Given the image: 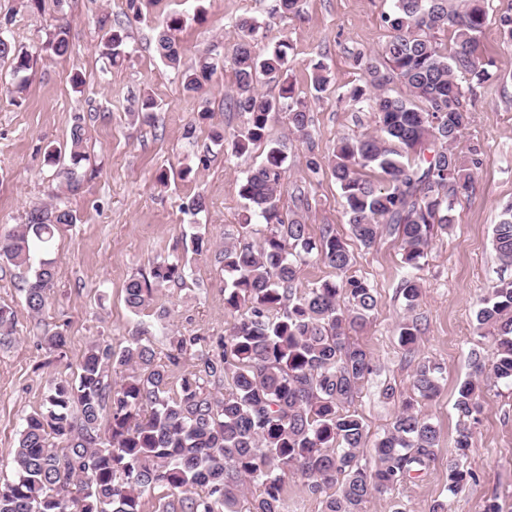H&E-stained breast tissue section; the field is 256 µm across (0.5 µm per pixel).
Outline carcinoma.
Masks as SVG:
<instances>
[{
	"label": "carcinoma",
	"mask_w": 512,
	"mask_h": 512,
	"mask_svg": "<svg viewBox=\"0 0 512 512\" xmlns=\"http://www.w3.org/2000/svg\"><path fill=\"white\" fill-rule=\"evenodd\" d=\"M485 0H395L383 22L393 31L380 58L357 57L363 84L349 101L373 112L376 131L342 137L332 154L319 152L308 127V101L290 77V45L279 40L258 49L267 25L253 17L236 22L237 41L224 56L234 75L231 107L247 116L243 130L212 134L227 157H240L257 144L261 162L239 182L244 200L240 231L224 243V307L240 317L219 337L214 349H201L173 387L188 348L200 336H167V350L145 342L140 325L113 345H90L70 379L54 382L39 410L19 431L12 479L0 482V512H144V496L160 489L155 512H238L246 494L248 512H283L288 476H299L321 497L322 512H364L375 495H385L423 474L435 462L438 429L402 401L388 429L364 455L368 434L351 408L373 373L372 360L353 335L363 331L377 306L375 290L355 276L324 280L304 291L296 288L302 265L312 257L340 273L348 271V244L325 226L309 236L303 213L310 208L303 190L288 193L284 183L286 145L270 135L271 123L288 115V129L306 140V165L317 175L327 169L344 199L355 240L370 248L384 233L400 242L406 269L398 292L409 310L422 295L421 260L432 240L455 224L454 200L474 189L476 148L464 160L456 150L469 122L467 92L487 78L479 62L486 23ZM302 0H275L271 15L299 18ZM103 42L112 65L129 56L124 27L108 17ZM182 26L168 17L156 36L161 61L181 75L183 91L201 92L217 71L203 57L184 67L172 32ZM451 31L442 48L434 33ZM42 50L57 57L70 50L69 26H55ZM32 54L0 34V64H9L13 92L28 85ZM312 87L322 93L331 83L329 67L312 60ZM278 88L275 96L257 92L260 81ZM398 82L404 94L385 93ZM85 128L76 122L70 134L66 188L79 190L78 168L86 160ZM290 194L291 204L283 203ZM259 223H253V219ZM77 222L62 199L30 211L27 222L0 237V264L20 270L27 309L37 318L42 344L64 356L68 337L40 316L58 274L52 257L56 235ZM43 256L32 267L34 247ZM497 259L512 267V204L502 208L493 228ZM185 264L164 258L151 279L133 278L124 288L127 308L138 315L170 283H184ZM477 331L495 336L490 359L473 351L471 375L457 389L454 403L461 426L448 456V493L456 495L475 473L465 466L472 426L483 412L480 379L486 367L512 384V280H500L476 314ZM15 313L0 304V346L14 341ZM422 323L402 322L398 339L415 352ZM122 375L112 383V375ZM413 389L423 398L439 390L435 367L417 363Z\"/></svg>",
	"instance_id": "1"
}]
</instances>
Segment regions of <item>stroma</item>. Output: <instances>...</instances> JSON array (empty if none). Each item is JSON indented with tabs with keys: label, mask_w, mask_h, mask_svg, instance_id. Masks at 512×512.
Here are the masks:
<instances>
[{
	"label": "stroma",
	"mask_w": 512,
	"mask_h": 512,
	"mask_svg": "<svg viewBox=\"0 0 512 512\" xmlns=\"http://www.w3.org/2000/svg\"><path fill=\"white\" fill-rule=\"evenodd\" d=\"M272 0H46L44 11L28 9L23 0H0V18L11 16L6 35L34 55L31 78L21 99L0 94V236L25 223L29 212L52 201L59 186L43 152L51 145L70 150L75 122L87 130L82 186L67 201L77 224L55 240L59 275L49 295L46 318L61 325L68 338L63 360L41 347L33 335L35 320L18 289L19 274L0 267V304L16 315V343L0 350V475L11 476L18 431L39 409L51 383L76 372L84 350L93 343H118L137 323H155L156 309L169 312L166 323L175 334L217 340L236 321L224 306V268L217 254L235 238L243 201L238 194L245 171L259 163L261 149L229 161L209 139L211 127L233 133L246 118L230 109L225 96L233 87L230 68L217 70L206 90L190 96L177 75L155 51L156 28L168 16L184 24L177 37L186 65L200 56L223 59L237 39L234 22L241 16L269 22L268 40L291 45V76L297 93L311 103L312 138L320 151L331 152L338 138L374 130L369 111H357L345 100L363 76L357 53H380L392 31L382 16L393 0H303L298 19H269ZM487 23L480 37L483 58L492 62L491 77L470 97V123L461 148L479 145L482 164L476 191L455 203L456 221L434 239L419 271L422 296L417 312L424 334L419 355L438 368L440 388L434 398L419 401L420 413L440 432L437 459L427 474L392 495L375 498L366 512H391L393 502L407 512H428L437 500H448L451 512H482L485 500L497 499L501 512H512V385L486 375L482 381L484 412L473 427L466 462L478 478L448 496V456L455 446L459 417L454 408L457 387L468 371L471 350L491 352V338L478 336L476 313L499 279H512L492 245L493 226L502 208L512 203V45L504 43L500 14L512 0H487ZM122 20L129 35L130 58L115 66L102 53L100 17ZM70 25L71 51L56 57L42 50L58 19ZM323 60L334 77L322 94L311 89L310 60ZM85 76L74 88V73ZM157 103V123L146 122L138 108L143 96ZM209 111L210 123L197 114ZM270 134L288 145V186L308 190L311 208L304 216L311 236L324 225L349 237L341 192L329 175L313 177L306 167L301 137L288 129L284 116L272 122ZM167 171L170 179L156 177ZM207 208L186 213L194 196ZM201 235L208 249L186 254V282L162 288L152 309L136 315L124 303L123 289L134 277L148 274L153 262L183 252L185 237ZM349 275L366 280L376 291L377 308L359 341L370 352L375 372L355 406L370 437L388 428L397 409L380 390L393 385L411 393L413 363L398 343L397 325L405 317L398 294L403 269L397 241L382 237L369 249L351 243ZM184 253V252H183Z\"/></svg>",
	"instance_id": "35a3bbf8"
}]
</instances>
